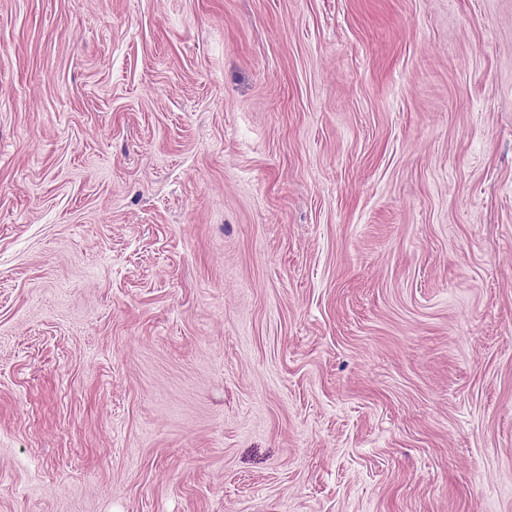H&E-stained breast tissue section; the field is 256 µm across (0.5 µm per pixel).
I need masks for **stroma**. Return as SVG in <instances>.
Returning a JSON list of instances; mask_svg holds the SVG:
<instances>
[{
    "mask_svg": "<svg viewBox=\"0 0 512 512\" xmlns=\"http://www.w3.org/2000/svg\"><path fill=\"white\" fill-rule=\"evenodd\" d=\"M0 512H512V0H0Z\"/></svg>",
    "mask_w": 512,
    "mask_h": 512,
    "instance_id": "1",
    "label": "stroma"
}]
</instances>
